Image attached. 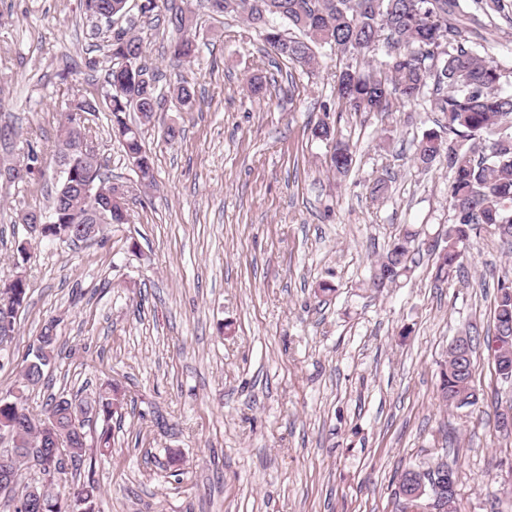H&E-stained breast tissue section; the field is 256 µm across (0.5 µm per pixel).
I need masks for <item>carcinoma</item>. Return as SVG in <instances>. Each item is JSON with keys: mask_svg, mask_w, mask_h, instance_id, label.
Here are the masks:
<instances>
[{"mask_svg": "<svg viewBox=\"0 0 512 512\" xmlns=\"http://www.w3.org/2000/svg\"><path fill=\"white\" fill-rule=\"evenodd\" d=\"M128 0H82L87 17L112 23L127 13ZM231 9H215L218 14H235L247 28L264 33V40L275 55L294 66L314 70L313 46L327 45L345 53H365L376 39L387 35L385 72L364 75L344 70L336 80L339 105L354 113L383 115L395 100L413 101L433 86L436 108L442 114L438 128L428 129L414 143L413 163L429 168L445 162L451 178L448 201L456 220L448 225L445 245L433 248L435 280L464 276V257L470 232L485 230L512 245V97L498 93L501 73L493 61L471 46L472 30L459 11L457 0H233ZM171 64L178 66L197 51L187 34L189 17L175 0L167 7ZM280 18L302 33L290 37L269 26ZM143 47L134 29L112 32L111 62L108 69L110 99L106 112L112 135L122 143L132 162L137 182L149 188L155 184L154 163L145 150L140 128L128 121V113L138 114L139 122L151 123L161 108L163 95L158 88L142 87V77L156 81L142 60ZM74 97V108L59 129L58 161L63 167L55 187L51 212L42 221L45 238L86 242L92 239L86 226L125 224L128 213L125 195L110 203L103 192L117 193L121 186L103 178L97 154H82L80 137H88L84 114L96 112V104L67 88ZM353 163L350 147L336 142L330 167L345 175ZM417 232L406 229L375 264L368 287L379 288L377 279L388 273V284L413 271L414 242ZM24 281L0 284V330L15 333L17 316L27 299ZM495 335L487 348L503 336H512V281H500L493 310ZM57 321L42 328L29 357L21 366L20 385L0 395V435H7L16 454L10 461L11 487L0 486V512H95L101 489L93 480L79 481L78 470L85 462L87 448L105 454L111 448L112 434L104 429L88 445L85 427L91 415L109 420L121 404L118 388L112 386L81 399L52 397L44 414L30 410L28 393L43 384L45 371L55 362ZM453 352L441 372L439 386L443 402L457 409L476 404L472 374L457 373ZM56 426L63 453L48 464L55 477L52 484L38 489V496L23 499L31 482H21L22 471L34 474L40 459L41 427Z\"/></svg>", "mask_w": 512, "mask_h": 512, "instance_id": "carcinoma-1", "label": "carcinoma"}]
</instances>
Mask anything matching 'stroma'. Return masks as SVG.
Masks as SVG:
<instances>
[{
    "mask_svg": "<svg viewBox=\"0 0 512 512\" xmlns=\"http://www.w3.org/2000/svg\"><path fill=\"white\" fill-rule=\"evenodd\" d=\"M181 4L198 45L193 61L170 65L166 26L135 28L165 95L142 129L156 185L136 191L105 113L90 114L100 158L130 189L128 221L76 245L41 238L19 215L48 212L63 88L103 101L106 42L93 38L80 0H0V126L15 129L0 162L34 143L43 172L0 183V280L28 283L0 394L18 386L22 358L53 318L58 356L30 407L43 412L47 396L64 391L121 389L111 421L89 426L96 434L111 425L112 451L89 449L81 470L101 488L99 512H399L402 473L439 462L458 476V512H512V437L495 417L496 406L512 405V383L481 344L477 404L457 409L437 392L453 339L494 334L512 248L471 233L464 280L435 281L428 249L455 220L449 174L411 160L438 117L432 92L381 117L345 111L334 99L337 75L379 66L385 42L365 57L319 47L310 74L207 0ZM460 5L480 18L474 47L499 65L498 91L512 97V0L489 15L478 0ZM255 75L265 98L249 90ZM182 81L194 92L189 108L173 93ZM321 121L353 150L346 175L329 169L332 142L311 133ZM167 124L178 127L175 139L164 136ZM382 177L390 192L377 200ZM408 224L420 231L411 278L368 288ZM173 450L178 478L167 464Z\"/></svg>",
    "mask_w": 512,
    "mask_h": 512,
    "instance_id": "stroma-1",
    "label": "stroma"
}]
</instances>
